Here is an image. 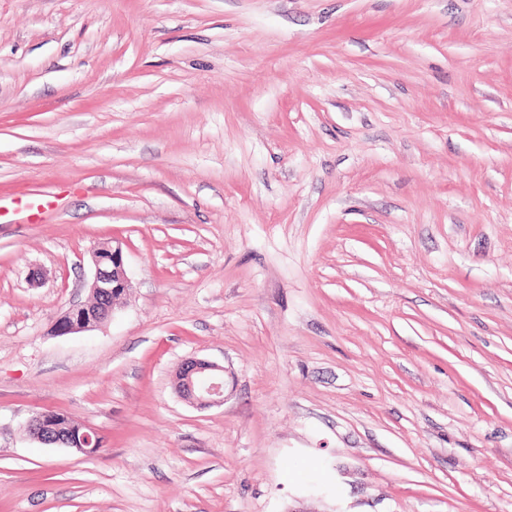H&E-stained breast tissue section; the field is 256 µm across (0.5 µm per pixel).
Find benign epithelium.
I'll use <instances>...</instances> for the list:
<instances>
[{
	"mask_svg": "<svg viewBox=\"0 0 512 512\" xmlns=\"http://www.w3.org/2000/svg\"><path fill=\"white\" fill-rule=\"evenodd\" d=\"M100 248L92 251L94 276L91 285L92 300L70 307L53 324L58 335L78 333L111 319L115 306L131 287L120 243L112 246V267L102 265ZM175 388L188 403L205 409L224 402V367L201 359L184 360L175 373ZM26 428L30 436L42 443L74 447L85 455H92L103 447L102 436L89 426L74 437L59 433L58 426L46 415H33Z\"/></svg>",
	"mask_w": 512,
	"mask_h": 512,
	"instance_id": "7a95c632",
	"label": "benign epithelium"
}]
</instances>
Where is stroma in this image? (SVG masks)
Listing matches in <instances>:
<instances>
[{"label": "stroma", "mask_w": 512, "mask_h": 512, "mask_svg": "<svg viewBox=\"0 0 512 512\" xmlns=\"http://www.w3.org/2000/svg\"><path fill=\"white\" fill-rule=\"evenodd\" d=\"M45 194L0 512H512V0H0V196ZM112 239L127 299L55 335ZM180 397L200 409L224 402V368L201 359L184 360L175 373ZM42 413L46 415H33L26 423L27 431L33 439L46 444L76 447L74 448L76 451L85 455H92L103 447L102 436L93 428L82 425V432L78 439H75L73 435L63 434L70 432L69 424L71 422L66 417L57 415L56 411ZM47 415L56 418L55 423L61 426L62 434L58 432V426Z\"/></svg>", "instance_id": "obj_1"}]
</instances>
